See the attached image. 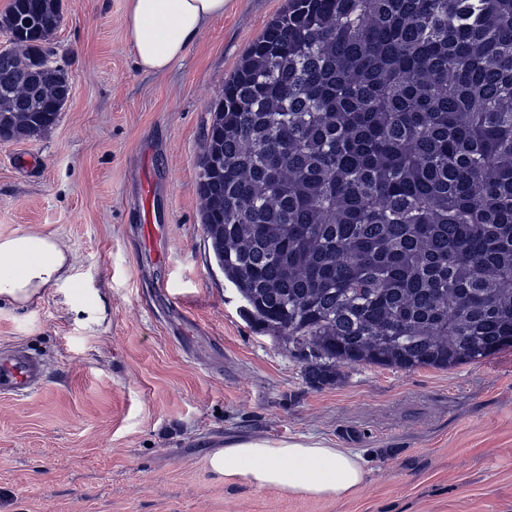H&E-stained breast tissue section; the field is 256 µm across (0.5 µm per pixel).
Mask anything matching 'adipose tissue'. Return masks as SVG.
<instances>
[{
    "label": "adipose tissue",
    "mask_w": 512,
    "mask_h": 512,
    "mask_svg": "<svg viewBox=\"0 0 512 512\" xmlns=\"http://www.w3.org/2000/svg\"><path fill=\"white\" fill-rule=\"evenodd\" d=\"M226 0H128L126 36L137 66L167 71L208 23L223 16ZM72 257L54 238L33 232L0 236V300L24 306L42 289L68 283ZM227 482L244 480L290 496L339 499L365 479L361 458L312 437L225 441L207 458Z\"/></svg>",
    "instance_id": "1"
}]
</instances>
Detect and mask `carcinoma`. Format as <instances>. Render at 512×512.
I'll return each instance as SVG.
<instances>
[{"mask_svg": "<svg viewBox=\"0 0 512 512\" xmlns=\"http://www.w3.org/2000/svg\"><path fill=\"white\" fill-rule=\"evenodd\" d=\"M60 21V0L0 17L1 139L57 122ZM211 112L204 231L307 384L512 345V0H288Z\"/></svg>", "mask_w": 512, "mask_h": 512, "instance_id": "obj_1", "label": "carcinoma"}]
</instances>
